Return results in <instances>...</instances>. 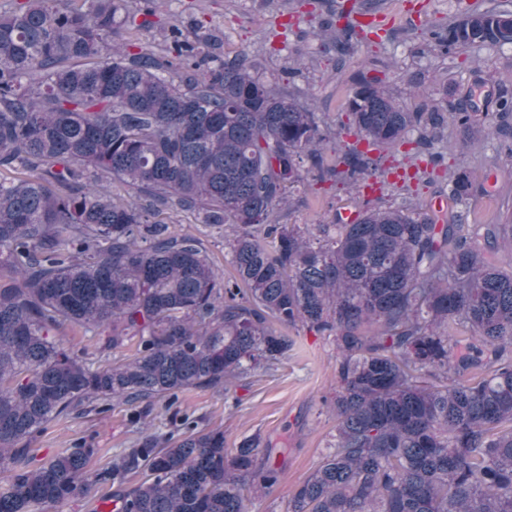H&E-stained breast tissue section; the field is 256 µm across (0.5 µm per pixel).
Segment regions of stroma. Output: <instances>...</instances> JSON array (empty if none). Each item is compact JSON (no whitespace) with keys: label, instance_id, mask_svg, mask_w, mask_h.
Segmentation results:
<instances>
[{"label":"stroma","instance_id":"stroma-1","mask_svg":"<svg viewBox=\"0 0 512 512\" xmlns=\"http://www.w3.org/2000/svg\"><path fill=\"white\" fill-rule=\"evenodd\" d=\"M501 0H165L158 13L179 25L201 23L219 31V53L243 50L266 57L265 75L303 92L314 112L332 131L347 121L346 103L358 68L379 71L388 89L408 107L420 101L448 102L467 112L484 111L485 99L512 97V44L472 46L448 58L433 50L424 31L447 24L471 9H491ZM384 16L378 36L356 43L344 65L324 56L319 35L340 4ZM441 175L420 174L408 189L388 184L376 192L356 191L329 182H310L280 211L285 224H334L364 209L408 203L421 215L435 212L448 196V173L464 170L477 191L462 206L467 224H512V154L500 137L471 139L460 125L444 130ZM293 347L271 371H257L230 391L189 388L153 399L150 429L130 425V408L111 404L104 412L55 418L31 445L32 466H39L78 442L95 448L90 470L108 466L113 456L135 446L145 433L179 436L176 416L186 414L198 428H221L227 449L260 435L285 447L287 464L278 483L254 499L250 512H286L289 496L318 465L330 439L331 417L321 403L335 382L336 351L326 337L302 327L287 328Z\"/></svg>","mask_w":512,"mask_h":512}]
</instances>
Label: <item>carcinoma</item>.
Instances as JSON below:
<instances>
[{"instance_id":"obj_1","label":"carcinoma","mask_w":512,"mask_h":512,"mask_svg":"<svg viewBox=\"0 0 512 512\" xmlns=\"http://www.w3.org/2000/svg\"><path fill=\"white\" fill-rule=\"evenodd\" d=\"M155 0H16L0 10V512H49L91 486H116L118 512H249L280 469L259 436L232 452L224 431L146 436L104 470L81 446L29 467L46 422L109 400L138 404L191 387L229 389L288 356L277 326L332 338L336 380L323 402L329 451L288 512H512V224H457L410 206L349 224H282L309 179L355 189L398 150L433 165L450 122L501 132L472 113L404 107L360 71L336 162L331 134L301 98L262 77L265 58L215 53L216 36L169 28L157 52L116 43L162 27ZM341 7L321 52L353 49ZM445 55L512 43V10H472L428 30ZM120 183L143 200L113 197ZM451 196L476 191L467 172ZM189 213L224 239L233 274L200 238L169 230ZM464 329L453 336L448 327ZM66 326L138 337L102 364L56 339ZM144 479L128 486L132 474Z\"/></svg>"}]
</instances>
